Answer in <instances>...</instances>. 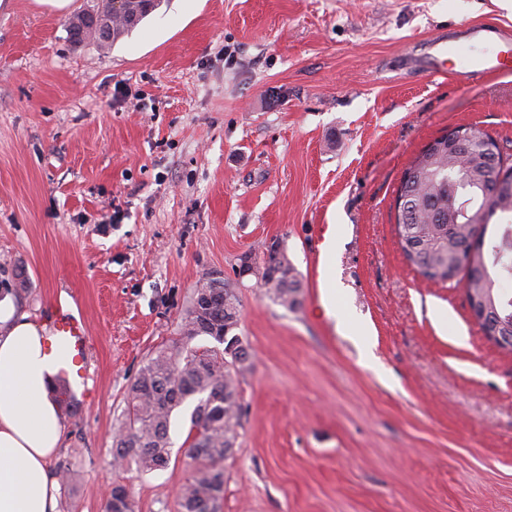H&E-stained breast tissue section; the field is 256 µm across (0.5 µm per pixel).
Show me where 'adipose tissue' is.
<instances>
[{
    "label": "adipose tissue",
    "instance_id": "adipose-tissue-1",
    "mask_svg": "<svg viewBox=\"0 0 512 512\" xmlns=\"http://www.w3.org/2000/svg\"><path fill=\"white\" fill-rule=\"evenodd\" d=\"M44 327L10 296L0 297V512H57L49 464L64 425L50 386L56 355Z\"/></svg>",
    "mask_w": 512,
    "mask_h": 512
}]
</instances>
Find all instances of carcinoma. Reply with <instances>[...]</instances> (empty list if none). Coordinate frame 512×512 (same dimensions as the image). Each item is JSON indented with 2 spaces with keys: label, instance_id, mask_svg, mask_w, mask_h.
<instances>
[{
  "label": "carcinoma",
  "instance_id": "obj_1",
  "mask_svg": "<svg viewBox=\"0 0 512 512\" xmlns=\"http://www.w3.org/2000/svg\"><path fill=\"white\" fill-rule=\"evenodd\" d=\"M161 0H129L123 15L115 17L112 0H101L76 14L68 30L76 43L110 47L147 17ZM477 132L471 150H448V142L434 140L409 167L411 177L401 183L396 198V227L404 257L420 275L446 282L464 271V288L470 309L479 304L512 315V294L500 283L512 281V220L490 227L497 214H512V152L496 146L502 167L484 160L483 137ZM502 178V187L490 201L483 186ZM457 183L469 201L466 214L448 212V178ZM482 226L483 245L473 249L469 240ZM260 279L273 300L293 310L299 304L301 283L294 267L280 254L265 249L253 254ZM218 289L227 295L223 304L186 310L180 325L184 339L158 351L141 367L132 383L121 426L115 436L114 458L133 462L142 471L168 465L172 441L171 422L188 402L194 403L185 440L192 473L181 493L183 512H205L224 498V462L238 447L242 425L241 378L250 368V353L235 333L240 302L235 289L223 279L205 278L193 298ZM479 303H474V300ZM198 336H209L222 348L202 353L189 346ZM237 353H228L231 342ZM104 512H135L130 492L112 487Z\"/></svg>",
  "mask_w": 512,
  "mask_h": 512
}]
</instances>
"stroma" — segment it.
Listing matches in <instances>:
<instances>
[{"label":"stroma","instance_id":"stroma-1","mask_svg":"<svg viewBox=\"0 0 512 512\" xmlns=\"http://www.w3.org/2000/svg\"><path fill=\"white\" fill-rule=\"evenodd\" d=\"M92 5L0 0V295L24 272L32 320L61 304L90 336L94 396L50 462L72 473L60 512H102L117 483L135 512H182L188 411L165 469L116 466L112 443L213 270L252 364L220 512H512V352L463 278L409 264L395 224L432 140L468 125L512 142V74L407 65L459 23L512 30V0H162L107 50L69 37ZM274 241L302 282L293 310L235 274Z\"/></svg>","mask_w":512,"mask_h":512}]
</instances>
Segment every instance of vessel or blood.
Instances as JSON below:
<instances>
[{
  "instance_id": "obj_1",
  "label": "vessel or blood",
  "mask_w": 512,
  "mask_h": 512,
  "mask_svg": "<svg viewBox=\"0 0 512 512\" xmlns=\"http://www.w3.org/2000/svg\"><path fill=\"white\" fill-rule=\"evenodd\" d=\"M477 44L488 48L487 53L477 58L479 73L512 72V31L493 22L463 23L435 36L425 49L422 68L432 76L446 74L449 58L457 56L460 49ZM51 344L65 353L55 374L60 397L68 403L78 397L90 398L91 393L86 387L88 337L84 321L64 309H57L52 321Z\"/></svg>"
}]
</instances>
